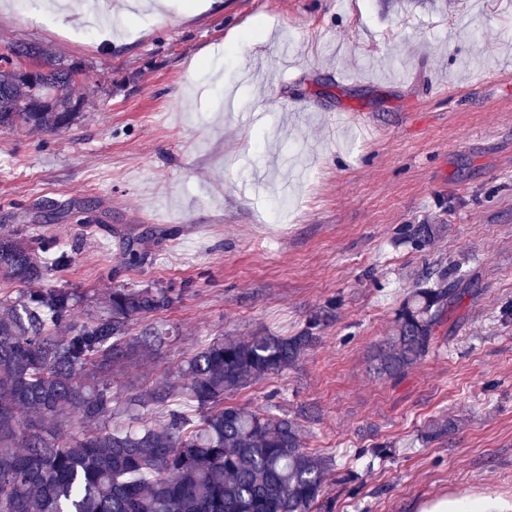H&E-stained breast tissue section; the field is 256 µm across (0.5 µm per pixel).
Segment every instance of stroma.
<instances>
[{
	"label": "stroma",
	"instance_id": "1",
	"mask_svg": "<svg viewBox=\"0 0 512 512\" xmlns=\"http://www.w3.org/2000/svg\"><path fill=\"white\" fill-rule=\"evenodd\" d=\"M131 7L112 0L111 30L88 41L73 15L0 0V53L35 43L94 74L66 131L0 133V234L76 246L52 282L87 295L80 319L128 283L185 291L117 397L216 337L292 336L326 310L294 367L230 403L311 410L332 512H512V0ZM419 224L438 225L430 245L410 239ZM443 269L460 290L445 343L400 381L378 376L401 305ZM439 414L455 430L422 441Z\"/></svg>",
	"mask_w": 512,
	"mask_h": 512
}]
</instances>
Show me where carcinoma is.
Instances as JSON below:
<instances>
[{"label":"carcinoma","instance_id":"obj_1","mask_svg":"<svg viewBox=\"0 0 512 512\" xmlns=\"http://www.w3.org/2000/svg\"><path fill=\"white\" fill-rule=\"evenodd\" d=\"M21 57L45 60L36 80L21 74ZM79 78H89L80 62L54 60L40 45L9 47L0 54V131L25 137L69 128L81 107L71 95ZM75 255L53 237L0 234V279L23 285L0 298V512H331L322 495L332 459L305 448L298 420L224 403L295 365L318 341L312 329L324 314L294 336L202 345L149 395L164 407L184 397L197 405L198 420L170 408L155 428L141 422V401L116 400L112 385L128 363L163 348L170 332L149 319L179 303L185 289L114 288L102 311L78 321L83 295L44 287ZM457 298L446 272L415 289L374 354L377 374L399 380L437 349ZM137 323L144 327L135 334ZM75 414L86 430L63 441L61 428ZM455 427L435 416L422 437L443 438Z\"/></svg>","mask_w":512,"mask_h":512}]
</instances>
